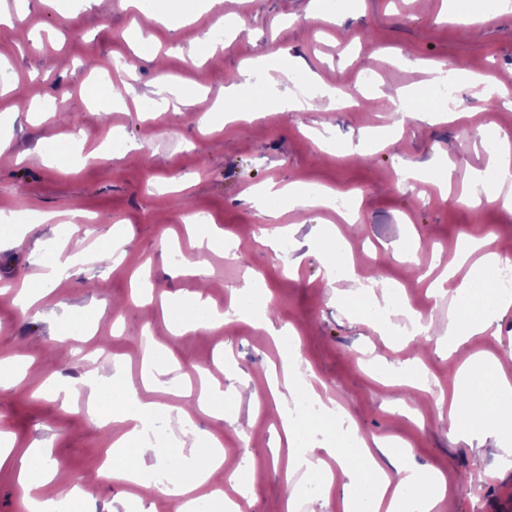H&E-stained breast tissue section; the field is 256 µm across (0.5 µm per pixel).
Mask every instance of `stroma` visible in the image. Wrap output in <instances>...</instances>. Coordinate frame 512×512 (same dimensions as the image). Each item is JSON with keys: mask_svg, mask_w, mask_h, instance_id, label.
I'll list each match as a JSON object with an SVG mask.
<instances>
[{"mask_svg": "<svg viewBox=\"0 0 512 512\" xmlns=\"http://www.w3.org/2000/svg\"><path fill=\"white\" fill-rule=\"evenodd\" d=\"M217 15L212 0H170L168 26L150 28L155 55H137L140 9L125 0H8L0 15H15L24 34L1 55L0 82L38 84L49 97L40 112L26 100L0 94V213H53L24 236L0 237V359L17 357L28 370L18 386L0 391V431L16 454L47 448L71 483L92 496L94 512H177L181 500L153 491L135 495L113 483L97 462L121 425L100 427L82 381L110 376L141 355L138 340L153 336L179 365L188 386L152 392L160 403L185 408L195 429L224 443L232 466L248 473V512H284V470L292 448L267 391L266 371L279 365L280 346L256 321L226 310L234 288L257 276L275 326H291L301 367L318 378L325 399L344 406L365 443L390 438L411 448L422 474L449 478L439 512H512V470L495 471V440L468 447L448 433V408L439 399L467 356L512 355V313L495 336L449 349L439 336L455 306L432 293L445 267L455 266L464 238L512 241V209L475 188L491 168L495 135L512 139V14L466 35L448 18L450 0H239ZM337 23L314 20L326 7ZM214 54L194 38H211ZM133 64L129 88L114 92L113 67ZM457 72L450 98L436 92V70ZM372 83H363L364 73ZM204 91L209 101L227 87L251 81L267 110L253 122L204 119L200 107L161 92L157 79ZM343 85L348 106L289 112L277 96L301 85ZM318 130L328 141L319 147ZM77 133L67 162L44 157L47 136ZM138 142L123 157L112 139ZM362 144L346 155L349 144ZM450 165L447 194L435 178ZM291 183L328 186L345 208L291 209L272 202L263 215L254 187ZM222 230L228 249L201 247L186 216ZM75 227L89 250L125 236L121 264L110 269L83 261L29 313L13 303L32 267L42 266ZM347 237L346 259L356 271L399 286L428 335L394 333L390 313L366 319L339 302L323 282L325 254L309 248L327 227ZM288 231V249L259 243V229ZM300 259L292 267V259ZM147 284V306L133 301ZM207 290L224 312L215 331L186 328L172 335L169 303ZM104 308L91 334L59 333L63 314ZM225 371L226 416L205 413L199 400L210 374ZM79 386L68 403L43 390L46 380ZM414 389L416 403L406 402Z\"/></svg>", "mask_w": 512, "mask_h": 512, "instance_id": "obj_1", "label": "stroma"}]
</instances>
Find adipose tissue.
<instances>
[{"label":"adipose tissue","instance_id":"obj_1","mask_svg":"<svg viewBox=\"0 0 512 512\" xmlns=\"http://www.w3.org/2000/svg\"><path fill=\"white\" fill-rule=\"evenodd\" d=\"M318 246L329 256L323 274L325 284L333 285L341 278L351 281L353 287L345 293L350 305L368 317L380 312L381 305L375 295L378 282L373 278L364 283L358 281L355 271L346 263L344 238L328 233ZM82 254L79 246L70 253L57 251L37 283L15 297L20 311L29 312L57 282L70 278ZM502 260L499 253L484 254L460 284H452L447 278L436 283L438 294H452L457 303L444 333L449 346L485 335L499 318L512 310V297L499 294L493 287V274ZM296 353V347L285 349L280 372L271 373L267 379L282 415L286 439L297 445L289 459L288 471L321 481L322 506H329L335 500L342 512H363L362 504L367 499L372 500L374 507H386L387 512H436L446 496L447 480L439 473L421 475L408 463L409 449L395 447L385 438L378 440L376 449H367L361 439L338 435L331 414L313 421L290 415V397L302 390L315 389L313 373L300 368ZM87 386L99 425L125 426L112 448L113 481L128 483L147 470V432L158 416H167L182 427L188 424L183 409L143 400L138 389L123 377L95 378ZM448 427L457 439L468 443L489 437H512V381L502 374L498 359L477 353L460 369L452 391ZM168 453L186 455L187 465L170 471L166 481L157 485V492L185 497L186 512H197L202 502L207 504L209 512H223L228 500L214 488L224 465L220 441L210 433L200 432L191 449H184L182 441L177 439ZM329 457L334 458L335 467H327L325 460ZM14 462L20 465L18 482L28 512H73L74 493L58 484V472L44 449L30 448L22 458H15L9 437L0 433V468ZM393 472L398 474V482L390 481ZM199 489L204 496L198 500L193 493Z\"/></svg>","mask_w":512,"mask_h":512}]
</instances>
